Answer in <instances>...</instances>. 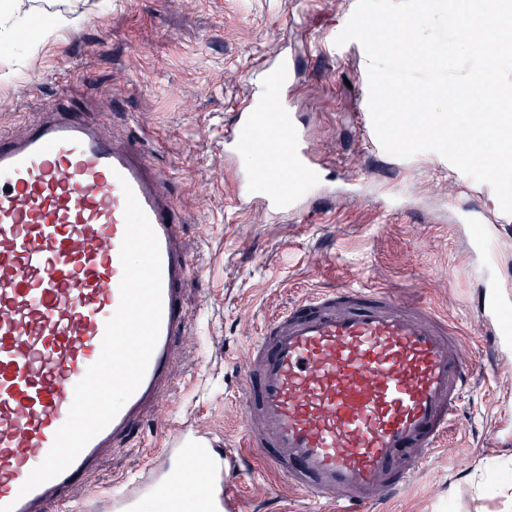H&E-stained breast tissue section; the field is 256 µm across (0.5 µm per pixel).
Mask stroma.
I'll use <instances>...</instances> for the list:
<instances>
[{
  "mask_svg": "<svg viewBox=\"0 0 512 512\" xmlns=\"http://www.w3.org/2000/svg\"><path fill=\"white\" fill-rule=\"evenodd\" d=\"M78 2L86 15L79 31L0 61V132L22 135L59 85L71 83L76 105L107 134L143 141L182 218L193 264L184 290L191 328L176 352L175 382L78 496L108 494L138 466L163 463L159 430L186 413L221 444L240 448V371L250 344L272 315L320 290L399 289L447 317L483 360L473 315L479 269L453 214L473 204L492 214L498 198L436 152L402 159L356 132L355 113L369 109L368 59L359 42L335 39L357 0ZM284 42L300 71L290 93L325 175L361 187L357 199L320 206L303 222L235 207L224 166V127L249 73ZM394 193L409 210L384 207ZM505 412L512 413V363L476 377L447 446L386 512H505L512 486L500 479L512 475V445H490ZM240 489L241 512H333L254 458Z\"/></svg>",
  "mask_w": 512,
  "mask_h": 512,
  "instance_id": "obj_1",
  "label": "stroma"
}]
</instances>
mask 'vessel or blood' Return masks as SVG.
<instances>
[{
  "mask_svg": "<svg viewBox=\"0 0 512 512\" xmlns=\"http://www.w3.org/2000/svg\"><path fill=\"white\" fill-rule=\"evenodd\" d=\"M288 52L254 68L244 105L224 128L234 203L304 216L322 180L304 125L288 110ZM159 240L162 321L138 389L75 461L29 493L20 488L66 422L76 384L100 357L120 303L124 187ZM469 246L484 265L495 241L480 211ZM182 220L136 138L110 139L61 95L25 134L0 135V512H136L153 494L159 512H239L241 453L218 447L192 417L170 420L178 471L143 468L108 498L76 500L83 478L157 409L174 383V356L190 316ZM512 293L486 277L475 308L491 360L512 357ZM244 381L243 447L289 487L339 512H378L406 491L442 447L475 368L446 318L400 302L382 286L330 288L274 314L251 345Z\"/></svg>",
  "mask_w": 512,
  "mask_h": 512,
  "instance_id": "vessel-or-blood-1",
  "label": "vessel or blood"
}]
</instances>
